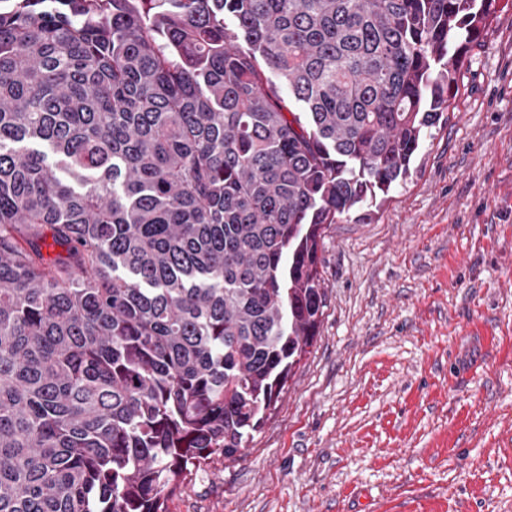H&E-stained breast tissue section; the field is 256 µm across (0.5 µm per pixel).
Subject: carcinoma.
I'll return each instance as SVG.
<instances>
[{
    "instance_id": "obj_1",
    "label": "carcinoma",
    "mask_w": 512,
    "mask_h": 512,
    "mask_svg": "<svg viewBox=\"0 0 512 512\" xmlns=\"http://www.w3.org/2000/svg\"><path fill=\"white\" fill-rule=\"evenodd\" d=\"M499 0H0V512H168L313 345Z\"/></svg>"
}]
</instances>
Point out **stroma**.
Listing matches in <instances>:
<instances>
[{
    "mask_svg": "<svg viewBox=\"0 0 512 512\" xmlns=\"http://www.w3.org/2000/svg\"><path fill=\"white\" fill-rule=\"evenodd\" d=\"M321 256L312 347L170 512H512V0L406 180Z\"/></svg>",
    "mask_w": 512,
    "mask_h": 512,
    "instance_id": "35a3bbf8",
    "label": "stroma"
}]
</instances>
